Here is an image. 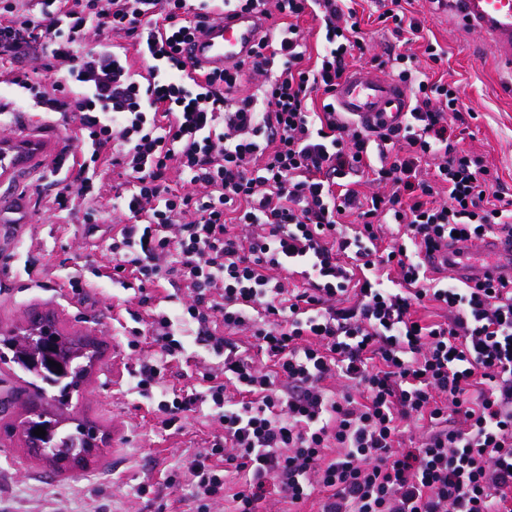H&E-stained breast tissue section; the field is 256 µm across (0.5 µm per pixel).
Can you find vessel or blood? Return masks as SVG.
I'll return each mask as SVG.
<instances>
[{
	"instance_id": "vessel-or-blood-1",
	"label": "vessel or blood",
	"mask_w": 512,
	"mask_h": 512,
	"mask_svg": "<svg viewBox=\"0 0 512 512\" xmlns=\"http://www.w3.org/2000/svg\"><path fill=\"white\" fill-rule=\"evenodd\" d=\"M437 11L463 34L479 35L492 49L500 69L512 79V0H438ZM268 24L257 12L219 10L205 27L181 47L187 62L181 79L190 85L201 82L202 73H220L250 60ZM336 107L354 121L372 125L379 121H402L409 109L408 91L384 78L347 75L336 87ZM37 151L29 139L0 146V181L10 190L0 206V222L23 230L28 203L15 190L31 166ZM448 266L461 285L499 277H512V238L493 235L470 243L449 240Z\"/></svg>"
}]
</instances>
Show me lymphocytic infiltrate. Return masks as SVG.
<instances>
[{
	"instance_id": "obj_1",
	"label": "lymphocytic infiltrate",
	"mask_w": 512,
	"mask_h": 512,
	"mask_svg": "<svg viewBox=\"0 0 512 512\" xmlns=\"http://www.w3.org/2000/svg\"><path fill=\"white\" fill-rule=\"evenodd\" d=\"M353 0H0V69L32 107L73 124L78 149L49 166L52 216L82 212L110 176L112 283L126 289L128 385L159 427L206 413L216 431L181 460L189 512H512V279L429 284L418 263L452 234L512 236V198L482 155L460 148L456 85L415 55L372 52ZM403 0H380L396 41H425ZM254 10L270 27L249 63L196 92L171 75L144 94L121 52L158 29L176 60L214 6ZM319 20L322 49L300 23ZM40 50L51 87L11 62ZM404 85L397 125L346 119L334 100L351 60ZM91 82L95 104L71 96ZM250 90H243V83ZM308 267L298 280L293 266ZM172 291L161 309L153 295ZM435 318L421 316L422 308ZM194 336L210 357L201 385L162 380Z\"/></svg>"
}]
</instances>
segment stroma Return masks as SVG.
Segmentation results:
<instances>
[{"label": "stroma", "instance_id": "35a3bbf8", "mask_svg": "<svg viewBox=\"0 0 512 512\" xmlns=\"http://www.w3.org/2000/svg\"><path fill=\"white\" fill-rule=\"evenodd\" d=\"M406 9L448 52L436 76L456 84L464 106L476 114L462 147L483 154L498 170L503 190L512 194V91L505 89L489 50L473 54L477 38L460 37L438 17L430 0H409ZM1 99L13 101L18 121L0 128V135L33 129L45 149L60 151L69 145L70 129L59 122L48 123L44 113L28 106L16 86L0 82ZM21 191L28 196L32 212L25 233L11 247L16 273L0 290V328L24 325L31 314L39 313L54 317L64 332L91 336L101 343V357L83 387L77 409L97 424L104 442L87 467L58 472L28 452L22 435L5 434V425L23 420V405L0 413V512H155L148 498L137 496L139 484L176 468L182 454L201 447L213 428L193 419L182 434L162 431L153 410L125 392L131 357L113 319L123 293L106 277L88 274L75 286L60 277L67 266L108 263L113 219L109 196L95 201L104 221L88 237L80 217L58 220L45 212L44 199L53 191L45 170L31 173ZM28 265L41 271L40 282L28 278L24 271Z\"/></svg>", "mask_w": 512, "mask_h": 512}]
</instances>
